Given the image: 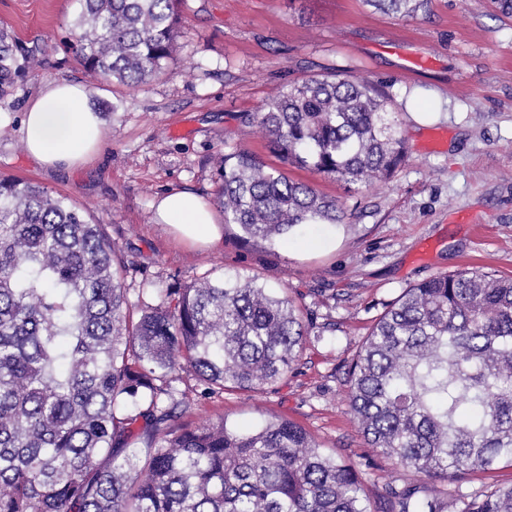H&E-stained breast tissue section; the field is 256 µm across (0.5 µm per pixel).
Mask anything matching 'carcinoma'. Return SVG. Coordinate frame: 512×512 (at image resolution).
I'll return each instance as SVG.
<instances>
[{
  "mask_svg": "<svg viewBox=\"0 0 512 512\" xmlns=\"http://www.w3.org/2000/svg\"><path fill=\"white\" fill-rule=\"evenodd\" d=\"M69 51L132 86L176 51L179 0H76ZM413 16L428 0H364ZM37 46L0 28V95L36 75ZM281 166L235 147L216 204L245 242L337 224L339 200L288 165L370 186L406 148L388 97L364 78L294 82L248 115ZM124 262L103 225L61 195L0 176V512H370L356 469L299 426L242 430L183 421L192 392L284 380L308 335L283 288L256 275L204 277L131 310ZM368 445L430 481L512 465V276L484 268L404 289L347 369ZM398 496V512H512V484L473 497Z\"/></svg>",
  "mask_w": 512,
  "mask_h": 512,
  "instance_id": "carcinoma-1",
  "label": "carcinoma"
}]
</instances>
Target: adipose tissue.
<instances>
[{
    "label": "adipose tissue",
    "instance_id": "1",
    "mask_svg": "<svg viewBox=\"0 0 512 512\" xmlns=\"http://www.w3.org/2000/svg\"><path fill=\"white\" fill-rule=\"evenodd\" d=\"M21 133L29 155L46 168H78L96 155L105 127L80 83L43 82L28 103ZM153 221L177 228L188 240L213 243L221 238L210 204L190 190H171L154 205Z\"/></svg>",
    "mask_w": 512,
    "mask_h": 512
}]
</instances>
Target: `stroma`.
I'll list each match as a JSON object with an SVG mask.
<instances>
[{
	"mask_svg": "<svg viewBox=\"0 0 512 512\" xmlns=\"http://www.w3.org/2000/svg\"><path fill=\"white\" fill-rule=\"evenodd\" d=\"M75 0H0V27L42 49L41 76L0 96V175L21 177L85 208L125 263L130 304L143 288H184L204 276L256 275L287 289L313 321L280 383L196 399L195 422L249 427L284 417L362 476L370 512H395L397 492L446 494L466 504L512 483V467L445 483L421 479L368 447L347 401V365L376 319L405 288L458 270L512 275V18L489 0H431L395 18L363 0H181V34L165 73L119 86L67 50ZM354 71L393 100L405 163L386 183L357 188L298 167L291 179L341 200V225L319 224L269 247L236 225L211 246L152 223L175 189L214 201L217 161L243 146L267 163L265 134L245 123L291 82ZM46 80L77 81L106 129L97 158L46 169L20 134L28 101ZM427 111L417 126L416 111Z\"/></svg>",
	"mask_w": 512,
	"mask_h": 512,
	"instance_id": "obj_1",
	"label": "stroma"
}]
</instances>
